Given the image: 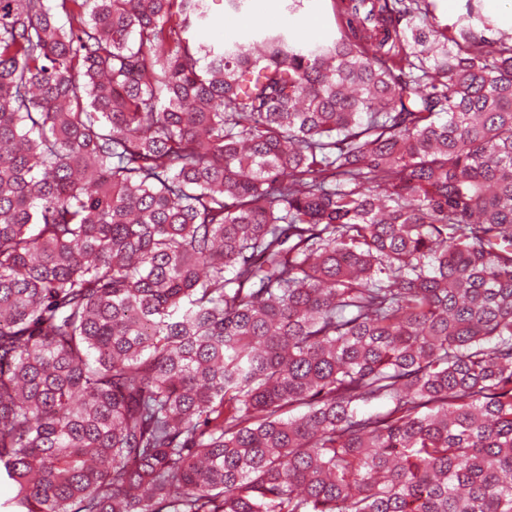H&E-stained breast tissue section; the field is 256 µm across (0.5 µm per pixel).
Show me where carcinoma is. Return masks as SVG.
Listing matches in <instances>:
<instances>
[{"label": "carcinoma", "mask_w": 512, "mask_h": 512, "mask_svg": "<svg viewBox=\"0 0 512 512\" xmlns=\"http://www.w3.org/2000/svg\"><path fill=\"white\" fill-rule=\"evenodd\" d=\"M330 2L0 0V512H512V32ZM289 0H247L239 14L224 13V2L211 4L215 14L221 17V25L211 36L217 39H241L254 24L269 29H282L290 18L305 39L326 40L335 28L334 16L329 1L308 0L304 7L289 16Z\"/></svg>", "instance_id": "cac0c4a2"}]
</instances>
